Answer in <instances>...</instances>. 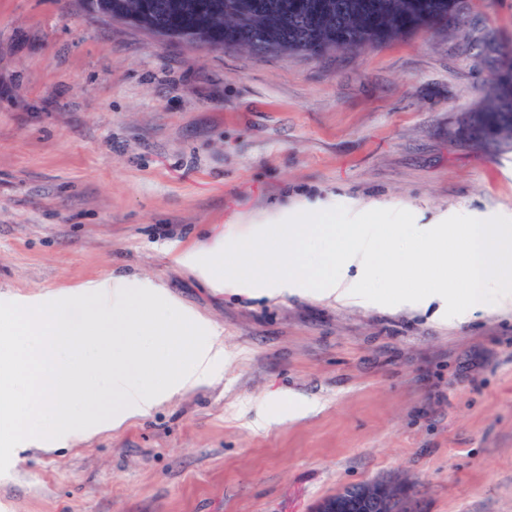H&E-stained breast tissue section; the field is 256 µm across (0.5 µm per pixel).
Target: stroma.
<instances>
[{
    "label": "stroma",
    "mask_w": 512,
    "mask_h": 512,
    "mask_svg": "<svg viewBox=\"0 0 512 512\" xmlns=\"http://www.w3.org/2000/svg\"><path fill=\"white\" fill-rule=\"evenodd\" d=\"M483 30L512 45V0L320 57L0 0V301L151 282L225 351L148 416L14 449L0 512H311L374 479L408 483L409 512H512V309L258 297L183 261L285 206L512 217V150L453 137L488 75Z\"/></svg>",
    "instance_id": "stroma-1"
}]
</instances>
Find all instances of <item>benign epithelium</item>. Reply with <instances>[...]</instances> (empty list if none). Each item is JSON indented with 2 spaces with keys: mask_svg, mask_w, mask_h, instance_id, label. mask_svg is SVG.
<instances>
[{
  "mask_svg": "<svg viewBox=\"0 0 512 512\" xmlns=\"http://www.w3.org/2000/svg\"><path fill=\"white\" fill-rule=\"evenodd\" d=\"M410 494L405 484L376 479L339 490L318 502L313 512H398Z\"/></svg>",
  "mask_w": 512,
  "mask_h": 512,
  "instance_id": "benign-epithelium-1",
  "label": "benign epithelium"
}]
</instances>
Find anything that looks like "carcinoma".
<instances>
[{
	"mask_svg": "<svg viewBox=\"0 0 512 512\" xmlns=\"http://www.w3.org/2000/svg\"><path fill=\"white\" fill-rule=\"evenodd\" d=\"M123 15L190 41L195 35L254 53L320 57L359 51L417 30L466 22L471 0H96ZM472 48L490 67L487 94L454 135L464 144L512 149V48L485 34Z\"/></svg>",
	"mask_w": 512,
	"mask_h": 512,
	"instance_id": "cac0c4a2",
	"label": "carcinoma"
}]
</instances>
